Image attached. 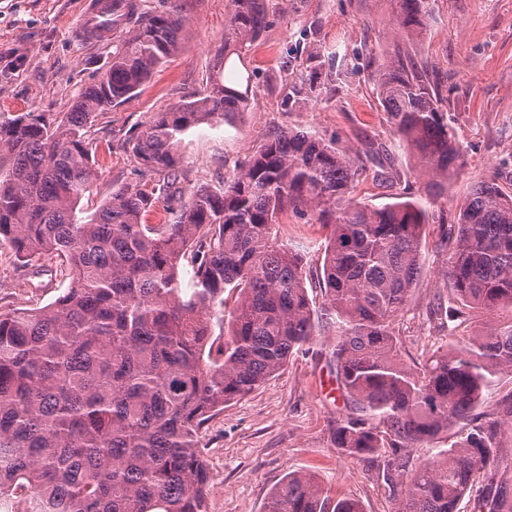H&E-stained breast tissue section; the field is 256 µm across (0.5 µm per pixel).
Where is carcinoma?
Returning a JSON list of instances; mask_svg holds the SVG:
<instances>
[{"mask_svg":"<svg viewBox=\"0 0 512 512\" xmlns=\"http://www.w3.org/2000/svg\"><path fill=\"white\" fill-rule=\"evenodd\" d=\"M394 37L427 28L429 0H393ZM216 67L198 97L154 115L133 151L153 184L123 183L89 218L79 204L96 180L87 141L183 46L180 12L113 0L106 69L63 115L0 121V240L29 266L60 262L54 302L0 312V512H207L206 421L278 373L336 323L326 352L345 411L336 451L368 464L392 512H512V318L488 319L460 343L407 365L395 323L422 276L428 221L420 200L370 207L352 200L372 151L286 127L267 135L224 182L183 190L178 149L202 124L246 112L251 78L234 75L268 24V0H229ZM322 56L293 73L288 103L311 99ZM378 98L427 199L448 190L462 150L443 82L396 53ZM167 224H145L158 203ZM291 214L329 229L313 308L299 250L278 242ZM448 298L430 314L453 335L471 317L512 313V193L475 183L442 231ZM237 292L224 307V291ZM224 341L212 340L214 327ZM427 448V457L416 455ZM263 512H365L313 475L288 472Z\"/></svg>","mask_w":512,"mask_h":512,"instance_id":"1","label":"carcinoma"}]
</instances>
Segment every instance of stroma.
<instances>
[{
  "instance_id": "obj_1",
  "label": "stroma",
  "mask_w": 512,
  "mask_h": 512,
  "mask_svg": "<svg viewBox=\"0 0 512 512\" xmlns=\"http://www.w3.org/2000/svg\"><path fill=\"white\" fill-rule=\"evenodd\" d=\"M142 2L152 10L176 5L188 39L134 96L105 111L92 127L97 178L81 201L89 213L113 186L140 180L130 142L154 113L202 92L216 75L228 0ZM81 7L82 0H0V120L20 112L69 111L78 92L104 68L111 45H82L73 38ZM429 10L421 39L405 48L443 76L464 164L429 210L423 275L396 325L411 366L448 345L447 331L428 320L430 304L444 289L443 218L480 180L496 177L512 192V0H429ZM393 11L392 0H270L269 24L245 60L255 103L228 122L201 125L186 137L180 151L183 187L223 180L267 134L294 126L353 148L385 146L393 160L386 172L389 187L361 178L354 200L380 205L393 191L422 196L424 182L399 147L376 94L378 66L394 48L388 25ZM333 51L344 56V67H324L316 97L289 105L288 73L305 68L310 56ZM279 236L301 250L306 273L317 274L325 229L291 217L280 225ZM36 279L32 267L21 265L9 243L0 241V310L47 305L68 286L57 272L37 279V288ZM335 342V328L316 327L310 348L293 353L282 371L205 426L200 448L210 475L208 512H263L270 492L291 470L315 474L334 495L359 500L366 512H390L382 485L332 443V425L343 409L325 356Z\"/></svg>"
}]
</instances>
